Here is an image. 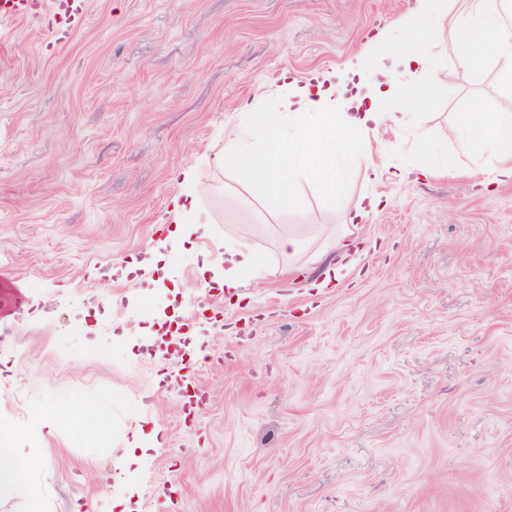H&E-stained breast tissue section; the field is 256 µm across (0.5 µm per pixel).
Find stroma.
I'll use <instances>...</instances> for the list:
<instances>
[{"label":"stroma","instance_id":"obj_1","mask_svg":"<svg viewBox=\"0 0 512 512\" xmlns=\"http://www.w3.org/2000/svg\"><path fill=\"white\" fill-rule=\"evenodd\" d=\"M418 0H52L0 17V438L35 501L0 512H512V177L421 178L501 66L433 41L440 94L379 124L336 196L255 200L206 162L288 80L399 72ZM384 176L374 177L373 167ZM196 194L176 217L175 197ZM382 208L344 215L364 196ZM200 219L191 240L180 223ZM298 239L293 254L281 237ZM262 256L225 294L224 243ZM138 262L135 275L115 260ZM343 266L316 288L327 265ZM103 416L75 422L78 401ZM155 442L121 463L134 430ZM416 140L420 148V172L422 175H430L435 171L453 172L457 167L455 155H437L436 149L427 140L424 132L416 134Z\"/></svg>","mask_w":512,"mask_h":512}]
</instances>
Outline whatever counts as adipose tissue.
I'll return each instance as SVG.
<instances>
[{
  "instance_id": "ef3b65f1",
  "label": "adipose tissue",
  "mask_w": 512,
  "mask_h": 512,
  "mask_svg": "<svg viewBox=\"0 0 512 512\" xmlns=\"http://www.w3.org/2000/svg\"><path fill=\"white\" fill-rule=\"evenodd\" d=\"M507 0H458L449 8L447 0H431L425 13L401 22L409 50L401 64L406 72L420 74L412 87H384L382 95L391 103L386 112L363 108L360 97H347V82L324 73L292 83L287 97L263 112L250 115L246 131L225 134L223 151L214 154L212 166L232 171L248 193L257 199L274 198L295 209L301 204L293 184L312 176L327 196L338 193L343 175L357 157V143L380 123L396 133L407 129L405 105L419 107L432 102L438 84L435 63L429 51L430 35L445 33L460 66L468 68L483 60L501 61L503 92L512 95V24L506 22ZM347 97L345 111L330 109L333 97ZM455 152L437 155L424 132H417L420 172L454 171L457 156H488L498 174L512 173V113L473 110L462 113L451 128ZM261 256L245 241L224 246L226 293L241 288L244 271L260 267Z\"/></svg>"
}]
</instances>
